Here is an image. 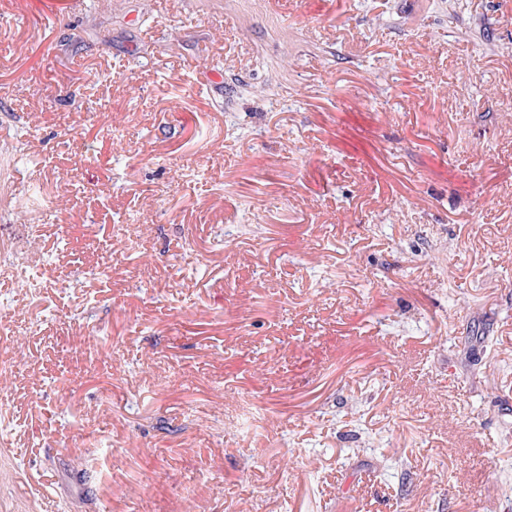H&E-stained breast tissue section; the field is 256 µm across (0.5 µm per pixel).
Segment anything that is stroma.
I'll return each mask as SVG.
<instances>
[{
	"mask_svg": "<svg viewBox=\"0 0 512 512\" xmlns=\"http://www.w3.org/2000/svg\"><path fill=\"white\" fill-rule=\"evenodd\" d=\"M0 0V512H512V0Z\"/></svg>",
	"mask_w": 512,
	"mask_h": 512,
	"instance_id": "stroma-1",
	"label": "stroma"
}]
</instances>
